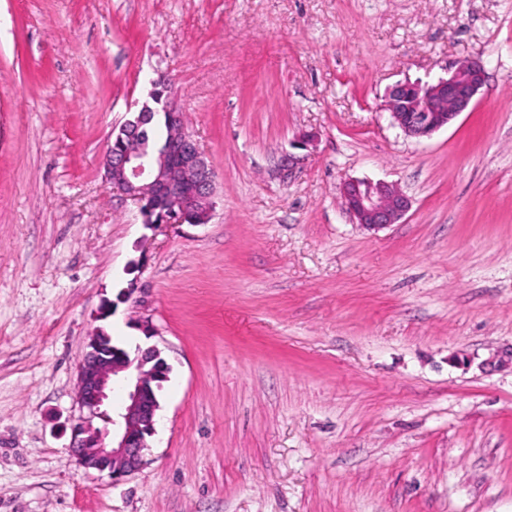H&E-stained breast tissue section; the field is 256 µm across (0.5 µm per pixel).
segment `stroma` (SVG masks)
I'll list each match as a JSON object with an SVG mask.
<instances>
[{
	"mask_svg": "<svg viewBox=\"0 0 512 512\" xmlns=\"http://www.w3.org/2000/svg\"><path fill=\"white\" fill-rule=\"evenodd\" d=\"M465 59L472 111L393 126L391 85ZM161 75L216 174L206 224L105 184ZM355 179L410 210L356 224ZM132 282L104 326L171 372L115 484L67 420ZM510 349L512 0H0V512H512Z\"/></svg>",
	"mask_w": 512,
	"mask_h": 512,
	"instance_id": "stroma-1",
	"label": "stroma"
}]
</instances>
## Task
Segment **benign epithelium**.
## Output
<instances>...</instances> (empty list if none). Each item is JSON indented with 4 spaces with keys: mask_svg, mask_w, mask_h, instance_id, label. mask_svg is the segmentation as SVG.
Listing matches in <instances>:
<instances>
[{
    "mask_svg": "<svg viewBox=\"0 0 512 512\" xmlns=\"http://www.w3.org/2000/svg\"><path fill=\"white\" fill-rule=\"evenodd\" d=\"M485 81L481 61L457 62L447 77L432 83L394 84L385 96L384 110L404 135L422 139L472 111ZM167 89L165 81L154 80L149 97L162 103L168 138L150 151L141 144L139 127L125 121L119 126L118 146L107 147L103 157L106 183L138 205L144 224H207L214 208L215 172ZM343 203L356 223L367 228L399 223L410 206L396 186L368 179L346 183ZM134 292L126 288L118 301H105L99 317L112 316L117 302L133 300ZM102 332L94 330L79 364V415L70 423L69 448L86 470L106 471L118 483L144 465L159 410L150 383L168 380L170 366L157 347L133 357L103 344ZM117 388L124 391L125 401L111 410L109 398Z\"/></svg>",
    "mask_w": 512,
    "mask_h": 512,
    "instance_id": "obj_1",
    "label": "benign epithelium"
}]
</instances>
